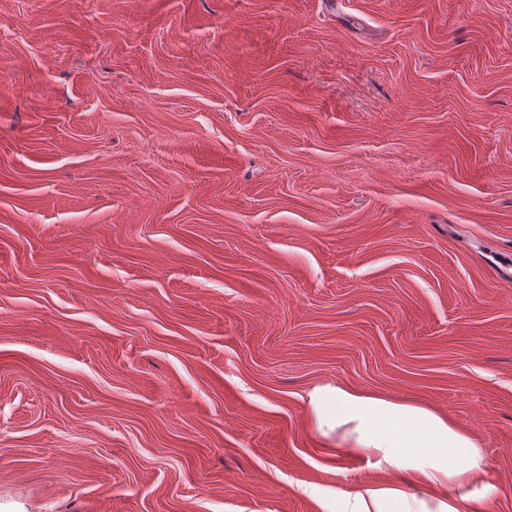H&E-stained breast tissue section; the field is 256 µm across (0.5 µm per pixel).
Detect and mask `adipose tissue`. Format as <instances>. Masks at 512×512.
Listing matches in <instances>:
<instances>
[{
	"label": "adipose tissue",
	"instance_id": "ef3b65f1",
	"mask_svg": "<svg viewBox=\"0 0 512 512\" xmlns=\"http://www.w3.org/2000/svg\"><path fill=\"white\" fill-rule=\"evenodd\" d=\"M308 411L315 433L381 473L376 482L328 495L322 512H473L496 488L483 448L427 404L314 386Z\"/></svg>",
	"mask_w": 512,
	"mask_h": 512
}]
</instances>
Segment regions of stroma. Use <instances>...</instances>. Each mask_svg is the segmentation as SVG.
Here are the masks:
<instances>
[{
  "instance_id": "1",
  "label": "stroma",
  "mask_w": 512,
  "mask_h": 512,
  "mask_svg": "<svg viewBox=\"0 0 512 512\" xmlns=\"http://www.w3.org/2000/svg\"><path fill=\"white\" fill-rule=\"evenodd\" d=\"M327 382L512 512V0H0V512H321Z\"/></svg>"
}]
</instances>
